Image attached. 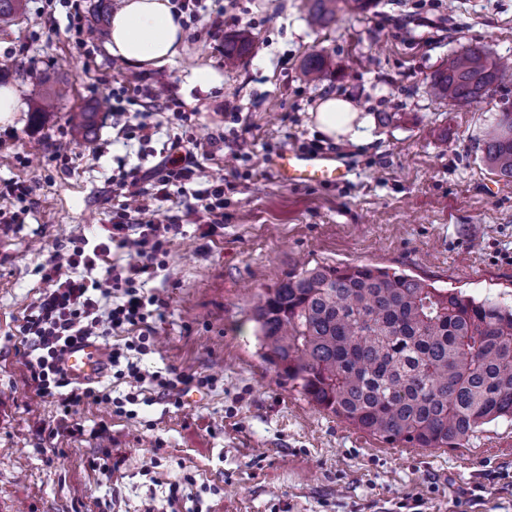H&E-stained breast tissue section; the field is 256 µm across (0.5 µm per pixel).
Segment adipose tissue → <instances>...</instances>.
I'll use <instances>...</instances> for the list:
<instances>
[{"label": "adipose tissue", "mask_w": 512, "mask_h": 512, "mask_svg": "<svg viewBox=\"0 0 512 512\" xmlns=\"http://www.w3.org/2000/svg\"><path fill=\"white\" fill-rule=\"evenodd\" d=\"M183 27L170 0H122L111 21L109 53L133 64L161 66L179 57ZM321 133L337 141H356L366 124L349 101L328 98L314 114Z\"/></svg>", "instance_id": "1"}]
</instances>
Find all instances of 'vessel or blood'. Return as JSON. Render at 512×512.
<instances>
[{
  "mask_svg": "<svg viewBox=\"0 0 512 512\" xmlns=\"http://www.w3.org/2000/svg\"><path fill=\"white\" fill-rule=\"evenodd\" d=\"M266 165L281 181L298 187L332 186L347 173L346 164L336 155L304 150L282 151L267 157ZM63 366L68 376L79 382L99 380L108 369L103 349L93 340L81 341L68 348Z\"/></svg>",
  "mask_w": 512,
  "mask_h": 512,
  "instance_id": "b4317fda",
  "label": "vessel or blood"
}]
</instances>
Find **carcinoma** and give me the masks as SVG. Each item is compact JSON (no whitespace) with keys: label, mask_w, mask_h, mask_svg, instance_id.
Wrapping results in <instances>:
<instances>
[{"label":"carcinoma","mask_w":512,"mask_h":512,"mask_svg":"<svg viewBox=\"0 0 512 512\" xmlns=\"http://www.w3.org/2000/svg\"><path fill=\"white\" fill-rule=\"evenodd\" d=\"M372 0H309L308 18L323 27L345 12L364 13ZM243 31L224 41V66L249 54ZM330 61L312 53L311 81ZM512 64L482 46L448 56L432 89L454 105H478L505 82ZM69 85L48 89L39 112H50ZM97 112L69 114L85 137ZM484 159L512 179V105L505 102L482 138ZM252 319L263 359L309 402L355 428L393 444L459 448L479 427L512 418V305L369 265H317L285 276L261 294Z\"/></svg>","instance_id":"carcinoma-1"}]
</instances>
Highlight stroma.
Segmentation results:
<instances>
[{
	"mask_svg": "<svg viewBox=\"0 0 512 512\" xmlns=\"http://www.w3.org/2000/svg\"><path fill=\"white\" fill-rule=\"evenodd\" d=\"M80 0L83 36L56 0H27L0 21V86L21 112L0 122V182L20 181L33 205L0 224V512H512V419L485 424L460 448L389 444L309 404L260 357L250 320L259 293L302 266L372 264L477 299L512 305V179L496 175L479 142L504 95L460 108L436 98L430 77L449 54L480 44L512 58V0H374L312 27L302 0H207L184 25L175 63L115 66L108 28ZM224 26L211 31L216 12ZM248 31L253 53L224 67V41ZM331 75L310 84V52ZM208 67L203 89L191 70ZM72 87L51 112L29 70ZM162 89L194 115L191 132L244 145L248 160L224 187V226L188 224L151 286L163 302L141 369L190 374L179 404L144 382L136 417L112 402L130 388L108 369L109 398L63 414L37 397L19 327L46 288L38 268L78 237L112 222V180L157 164L172 114L151 141L117 138L124 116L99 113L74 140L68 114L102 103L115 82ZM348 99L368 125L359 142L323 136L313 113ZM319 144L351 169L333 187L282 183L264 160ZM191 476L193 500L170 501Z\"/></svg>",
	"mask_w": 512,
	"mask_h": 512,
	"instance_id": "obj_1",
	"label": "stroma"
}]
</instances>
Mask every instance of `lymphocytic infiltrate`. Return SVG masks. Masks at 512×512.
<instances>
[{
  "mask_svg": "<svg viewBox=\"0 0 512 512\" xmlns=\"http://www.w3.org/2000/svg\"><path fill=\"white\" fill-rule=\"evenodd\" d=\"M129 92L125 83L112 91V111L126 118L117 131L120 138L150 140L156 129L152 121L156 114L170 111L179 121L190 119L178 102L148 85L137 88L145 102L143 110L128 113ZM218 150L215 141H201L184 133L174 135L168 154L156 166L113 179L112 195L118 206L112 213L106 242L90 252L79 243L47 260L43 278L49 287L30 307L21 327L22 336L29 342L27 366L38 396L57 399L66 411L105 399V392L70 384L61 359L75 341L135 329L139 336L134 349L145 351L152 308L160 302L158 296L146 294L145 286L164 269L169 246L182 233L179 218L152 220L153 205L161 199L182 196L186 199V215L204 218L214 227L222 224L224 180L205 178L202 165ZM189 183L194 186L190 192L185 189ZM114 246L129 250L131 261L112 269L107 277L86 278V271L96 266L98 257Z\"/></svg>",
  "mask_w": 512,
  "mask_h": 512,
  "instance_id": "f902f5d3",
  "label": "lymphocytic infiltrate"
}]
</instances>
